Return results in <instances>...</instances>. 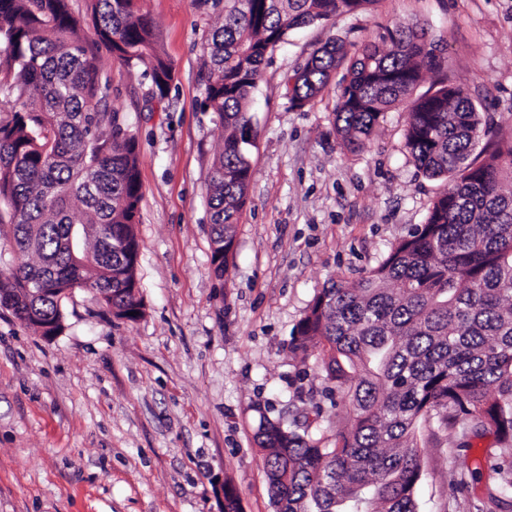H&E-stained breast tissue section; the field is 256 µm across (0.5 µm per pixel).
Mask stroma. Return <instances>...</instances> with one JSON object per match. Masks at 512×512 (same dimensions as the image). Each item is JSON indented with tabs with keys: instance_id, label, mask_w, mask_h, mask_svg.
<instances>
[{
	"instance_id": "stroma-1",
	"label": "stroma",
	"mask_w": 512,
	"mask_h": 512,
	"mask_svg": "<svg viewBox=\"0 0 512 512\" xmlns=\"http://www.w3.org/2000/svg\"><path fill=\"white\" fill-rule=\"evenodd\" d=\"M142 6L174 66L164 101L92 25L81 36L112 79L111 107L138 134L144 314L114 318L78 290L64 303L63 332L47 339L0 308V512H223V483L243 512H275L253 440L260 413L310 417L328 444L345 426L341 407L315 417L321 380L289 358L288 341L324 285L365 275L424 223L441 184L408 158L406 105L386 112L356 154L333 129L336 84L290 106L285 80L315 47L424 26L451 82L494 130H512V0H380L374 11L294 29L253 93L248 202L216 275L207 179L224 141L198 104L205 41L224 20V0ZM424 442L420 512H478L511 456L494 428L434 427ZM462 467L475 474L464 486Z\"/></svg>"
}]
</instances>
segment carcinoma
Here are the masks:
<instances>
[{
    "instance_id": "1",
    "label": "carcinoma",
    "mask_w": 512,
    "mask_h": 512,
    "mask_svg": "<svg viewBox=\"0 0 512 512\" xmlns=\"http://www.w3.org/2000/svg\"><path fill=\"white\" fill-rule=\"evenodd\" d=\"M95 34L138 68L163 100L174 67L140 0H90ZM378 0H224L207 38L200 110L216 115L224 149L211 191V264L223 273L251 180L249 101L268 53L295 29L367 12ZM344 68L334 112L340 147L361 151L392 106L406 103L404 146L426 178L443 184L425 222L394 243L366 275L322 288L296 324L288 357L314 359L330 406L350 424L327 447L311 423L259 413L275 512H418L422 425L512 444V135L484 143L483 116L451 83L424 29L386 27L375 41L341 39L314 49L293 72L289 102L304 107ZM435 86L413 96L422 71ZM110 79L79 34L68 0H0V201L14 247L34 264L0 266V296L36 332L65 318L69 295L24 288L93 290L114 316L135 321L143 302L134 232L143 192L139 141L109 108ZM512 498V470L495 505Z\"/></svg>"
}]
</instances>
